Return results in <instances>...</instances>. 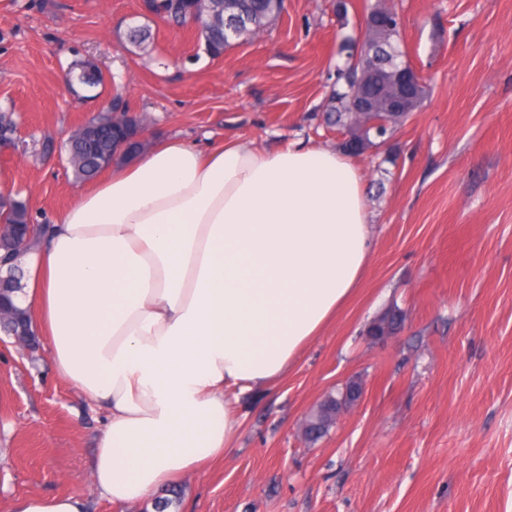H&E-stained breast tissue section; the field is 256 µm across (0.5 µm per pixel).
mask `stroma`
<instances>
[{
	"label": "stroma",
	"mask_w": 512,
	"mask_h": 512,
	"mask_svg": "<svg viewBox=\"0 0 512 512\" xmlns=\"http://www.w3.org/2000/svg\"><path fill=\"white\" fill-rule=\"evenodd\" d=\"M366 0H288L256 39L212 59L193 28L150 22L149 52L118 35L138 0H0V111L25 153L0 154V188L52 223L85 185L63 142L113 98L147 114L148 142L338 148L324 122ZM405 49L427 78L422 108L353 157L373 250L346 306L272 388L243 397L222 460L181 478L177 512H512V0H393ZM92 60L109 79L76 99L64 73ZM398 311L393 334L371 325ZM360 399L305 440L308 415L349 382ZM105 413L35 349L0 344V512L16 498L82 495Z\"/></svg>",
	"instance_id": "obj_1"
}]
</instances>
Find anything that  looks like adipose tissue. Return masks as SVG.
Wrapping results in <instances>:
<instances>
[{"mask_svg": "<svg viewBox=\"0 0 512 512\" xmlns=\"http://www.w3.org/2000/svg\"><path fill=\"white\" fill-rule=\"evenodd\" d=\"M373 248L343 152L171 138L112 167L26 259L21 301L57 374L108 421L113 503L223 458L233 401L284 375L360 287Z\"/></svg>", "mask_w": 512, "mask_h": 512, "instance_id": "1", "label": "adipose tissue"}]
</instances>
